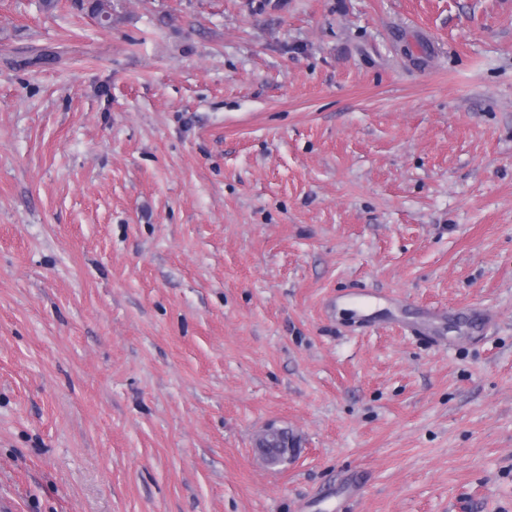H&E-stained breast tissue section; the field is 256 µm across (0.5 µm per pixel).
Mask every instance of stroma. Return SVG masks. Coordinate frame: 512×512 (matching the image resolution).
<instances>
[{"instance_id": "35a3bbf8", "label": "stroma", "mask_w": 512, "mask_h": 512, "mask_svg": "<svg viewBox=\"0 0 512 512\" xmlns=\"http://www.w3.org/2000/svg\"><path fill=\"white\" fill-rule=\"evenodd\" d=\"M88 3L0 0V504L512 512V0Z\"/></svg>"}]
</instances>
